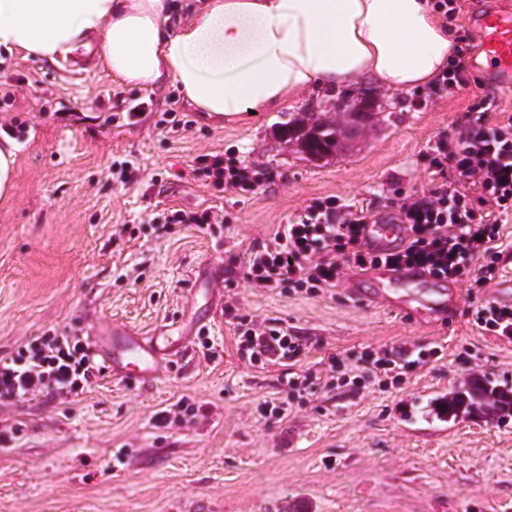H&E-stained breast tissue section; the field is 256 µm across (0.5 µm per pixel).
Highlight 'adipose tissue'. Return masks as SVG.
<instances>
[{"mask_svg":"<svg viewBox=\"0 0 512 512\" xmlns=\"http://www.w3.org/2000/svg\"><path fill=\"white\" fill-rule=\"evenodd\" d=\"M173 9L171 0H0V48L52 62L97 40L120 83L174 80L213 121L367 78L408 91L440 75L456 49L427 0H195L175 25Z\"/></svg>","mask_w":512,"mask_h":512,"instance_id":"adipose-tissue-1","label":"adipose tissue"}]
</instances>
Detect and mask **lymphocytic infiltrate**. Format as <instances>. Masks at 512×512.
Wrapping results in <instances>:
<instances>
[{
	"instance_id": "f902f5d3",
	"label": "lymphocytic infiltrate",
	"mask_w": 512,
	"mask_h": 512,
	"mask_svg": "<svg viewBox=\"0 0 512 512\" xmlns=\"http://www.w3.org/2000/svg\"><path fill=\"white\" fill-rule=\"evenodd\" d=\"M434 152L430 174L435 185L428 195L397 205L395 215L409 226L410 236L382 260L487 286L499 275L498 243L505 221L512 218V114H499L494 97H485L477 116L457 135L440 137ZM373 215L367 205L346 204L334 196L316 199L299 222L276 232L273 245L252 247L244 277L255 288L327 291L335 287L343 266L364 269L382 261L360 249L361 228ZM238 327V348L253 362L285 366L305 353V337L281 320L245 314ZM339 369L334 358L328 375L311 373L299 381L281 377L283 397L271 406L270 418H287L288 401L295 395L333 386ZM97 376L81 337L63 332L37 336L0 359V406L36 398L63 402L89 389Z\"/></svg>"
}]
</instances>
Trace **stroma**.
I'll return each instance as SVG.
<instances>
[{
  "label": "stroma",
  "mask_w": 512,
  "mask_h": 512,
  "mask_svg": "<svg viewBox=\"0 0 512 512\" xmlns=\"http://www.w3.org/2000/svg\"><path fill=\"white\" fill-rule=\"evenodd\" d=\"M98 53L94 44L81 50L69 70L0 50V75L19 81L0 123L27 124L15 140L12 195L0 200V358L51 331L89 342L118 321L153 333L204 304L193 288L209 263L243 312L307 337L292 373L323 369L333 355L357 376L363 356L387 346L435 355L394 385L304 395L275 422L264 413L281 397L282 366L242 357L235 320L217 314L214 359L195 348L173 357L153 387L101 376L64 403L0 408V427L22 425L14 447L0 449V512H512V421L448 422L433 410L472 377L512 388V342L464 317L448 330L412 324L339 286L295 294L243 276L252 246L271 243L313 199L380 212L428 191L432 148L464 124L484 88L390 93L365 80L219 126L193 112L175 83L116 82ZM147 99L152 109L127 121L128 106ZM367 99L372 116L358 138L322 160L278 130L318 105ZM182 120L191 129L174 135ZM206 153L269 179L249 194L213 187L196 164ZM114 163L134 182L113 179ZM208 207L222 210L221 227L159 219ZM117 224L128 227L120 241ZM183 397L210 406L211 417L158 425L157 412Z\"/></svg>",
  "instance_id": "stroma-1"
}]
</instances>
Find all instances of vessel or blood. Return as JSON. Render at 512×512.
I'll return each mask as SVG.
<instances>
[{
    "label": "vessel or blood",
    "instance_id": "obj_1",
    "mask_svg": "<svg viewBox=\"0 0 512 512\" xmlns=\"http://www.w3.org/2000/svg\"><path fill=\"white\" fill-rule=\"evenodd\" d=\"M469 22L479 44L465 60L467 69L484 73L486 82L498 91L512 92V10L489 5L472 11ZM408 235L407 225L386 211L378 214L374 223L364 225L362 240L367 251L383 254L402 246ZM221 278L219 268L210 269V301L192 314L188 328L180 333L161 326L145 336L123 323L100 330L91 343V353L102 371L125 383L152 385L171 356L188 350L197 331L214 325L215 314L223 305L224 295L218 287ZM437 283V278L420 267L381 265L358 271L346 288L352 298L384 306L410 321L450 327L458 320L459 305L438 291ZM418 286L427 288L425 299L411 295V288Z\"/></svg>",
    "mask_w": 512,
    "mask_h": 512
}]
</instances>
